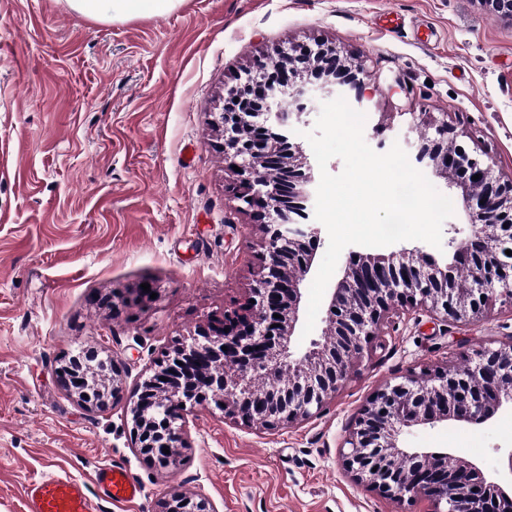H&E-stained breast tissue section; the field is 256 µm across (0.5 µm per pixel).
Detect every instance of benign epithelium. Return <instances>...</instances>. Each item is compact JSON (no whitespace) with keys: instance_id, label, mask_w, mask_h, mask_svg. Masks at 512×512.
I'll return each instance as SVG.
<instances>
[{"instance_id":"benign-epithelium-1","label":"benign epithelium","mask_w":512,"mask_h":512,"mask_svg":"<svg viewBox=\"0 0 512 512\" xmlns=\"http://www.w3.org/2000/svg\"><path fill=\"white\" fill-rule=\"evenodd\" d=\"M312 47L296 45L289 56L297 68L268 72L267 59L255 76L233 86L211 124L224 130V150L240 171L226 191L260 218L261 264L253 274L254 302L224 309V316L188 341H176L133 391L130 408L134 448L167 467L185 446L180 421L190 409L210 406L250 427L275 429L319 413L343 387L353 360L374 347L385 328L405 311L421 310L443 320L476 323L493 298L512 303V178L502 179L489 162L456 144L448 121L413 112L412 129L432 150L438 174L457 180L472 203L467 237L452 260L439 263L418 251H391L350 258L334 285L324 335L301 356L291 352L301 286L312 267L319 224L306 218L313 165L290 141L289 128L301 121L313 92H336L332 79L346 65L331 50L314 59ZM250 91L260 112H228L227 105ZM289 94L293 107L283 106ZM281 170L282 183L267 180ZM479 175L474 180L472 176ZM227 350H222V347ZM76 369L61 358L63 386L83 399ZM505 403L512 404V336L473 351L460 368L411 369L404 380L379 390L362 408L344 437L343 465L353 479L383 496H422L431 512H512V489L486 477L470 462L450 468L430 452H410L401 444L406 428L454 419L481 424ZM169 449L164 453L163 449ZM160 512H211L204 500L174 494Z\"/></svg>"}]
</instances>
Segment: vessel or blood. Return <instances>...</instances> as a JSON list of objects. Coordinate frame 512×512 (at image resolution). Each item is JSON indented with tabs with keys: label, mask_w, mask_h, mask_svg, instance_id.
I'll use <instances>...</instances> for the list:
<instances>
[{
	"label": "vessel or blood",
	"mask_w": 512,
	"mask_h": 512,
	"mask_svg": "<svg viewBox=\"0 0 512 512\" xmlns=\"http://www.w3.org/2000/svg\"><path fill=\"white\" fill-rule=\"evenodd\" d=\"M143 490L125 468L106 465L97 469L92 486L71 478L47 475L28 483L27 512H100L101 500L132 502Z\"/></svg>",
	"instance_id": "b4317fda"
}]
</instances>
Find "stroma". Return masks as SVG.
Returning <instances> with one entry per match:
<instances>
[{"label":"stroma","instance_id":"35a3bbf8","mask_svg":"<svg viewBox=\"0 0 512 512\" xmlns=\"http://www.w3.org/2000/svg\"><path fill=\"white\" fill-rule=\"evenodd\" d=\"M323 43L361 63L369 146L418 142L410 113L454 125L458 140L512 177V21L481 0H181L164 16L105 23L67 0H0V512L52 473L91 483L105 464L143 487L101 512H159L170 494L212 512H428L357 484L339 443L356 414L408 369L461 363L512 336V308L481 322L401 315L381 348L355 359L319 414L276 430L217 410L185 418L176 467L139 455L130 392L176 339L245 304L260 263L250 212L210 124L225 88L257 58ZM144 280L157 296L112 306ZM100 347L122 391L99 410L59 382L63 353ZM512 484V407L482 424L443 421L403 435Z\"/></svg>","mask_w":512,"mask_h":512}]
</instances>
